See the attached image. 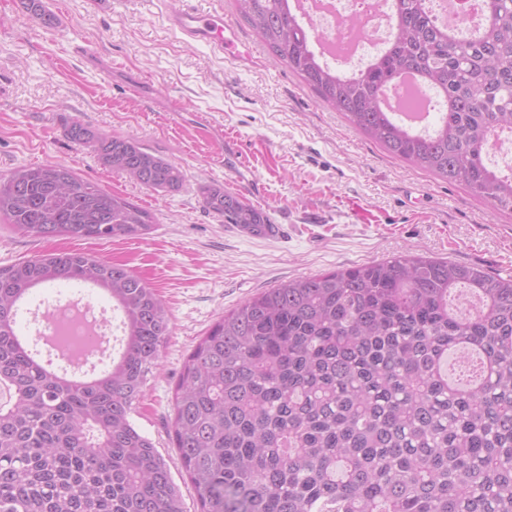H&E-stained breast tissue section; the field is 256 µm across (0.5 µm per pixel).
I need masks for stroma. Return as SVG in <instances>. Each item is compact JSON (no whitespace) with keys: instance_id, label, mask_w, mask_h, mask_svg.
<instances>
[{"instance_id":"1","label":"stroma","mask_w":512,"mask_h":512,"mask_svg":"<svg viewBox=\"0 0 512 512\" xmlns=\"http://www.w3.org/2000/svg\"><path fill=\"white\" fill-rule=\"evenodd\" d=\"M183 0H46L42 26L20 0H0V176L58 163L128 196L156 218L142 239L35 238L0 218V266L79 251L125 265L164 300L172 334L132 421L183 484L167 424L182 365L224 312L282 282L412 251L512 277V214L463 185L389 156L319 103L277 63L235 10L217 8L246 51L215 55L168 26ZM81 122L130 135L181 167L183 186L153 192L105 170L70 142ZM239 194L278 224L252 236L202 205L200 189Z\"/></svg>"}]
</instances>
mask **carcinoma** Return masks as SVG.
<instances>
[{
    "instance_id": "cac0c4a2",
    "label": "carcinoma",
    "mask_w": 512,
    "mask_h": 512,
    "mask_svg": "<svg viewBox=\"0 0 512 512\" xmlns=\"http://www.w3.org/2000/svg\"><path fill=\"white\" fill-rule=\"evenodd\" d=\"M291 0H235L273 57L388 154L512 213V173L486 162L512 133V0H484L475 36L431 0H384L394 34L364 67L324 64ZM42 25L43 0H21ZM441 104L415 132L380 103L400 73ZM75 144L153 191L183 173L132 137L75 122ZM204 206L255 235L269 218L237 194ZM39 238H141L155 219L62 164L0 178V216ZM79 281L123 313L120 358L78 379L20 338L30 290ZM171 336L165 302L123 265L79 252L0 266V512H184L168 461L131 415ZM472 362L448 375V352ZM172 439L200 512H512V277L408 253L289 280L219 318L187 357Z\"/></svg>"
}]
</instances>
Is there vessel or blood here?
I'll return each mask as SVG.
<instances>
[{
  "instance_id": "1",
  "label": "vessel or blood",
  "mask_w": 512,
  "mask_h": 512,
  "mask_svg": "<svg viewBox=\"0 0 512 512\" xmlns=\"http://www.w3.org/2000/svg\"><path fill=\"white\" fill-rule=\"evenodd\" d=\"M168 24L188 44H204L216 54L234 47L236 36L223 15L215 10L187 7L169 15Z\"/></svg>"
}]
</instances>
